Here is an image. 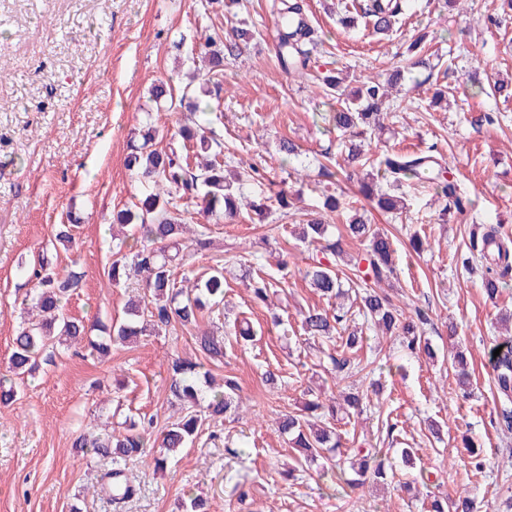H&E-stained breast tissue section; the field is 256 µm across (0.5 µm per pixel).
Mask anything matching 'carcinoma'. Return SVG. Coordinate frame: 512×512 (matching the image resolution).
<instances>
[{
  "label": "carcinoma",
  "instance_id": "carcinoma-1",
  "mask_svg": "<svg viewBox=\"0 0 512 512\" xmlns=\"http://www.w3.org/2000/svg\"><path fill=\"white\" fill-rule=\"evenodd\" d=\"M266 9L278 19L276 58L279 66L286 72L306 75L313 87L336 99L330 119L343 136L344 163L320 164L318 177L328 183L351 182L357 169L364 166L367 140L371 139L373 131L383 128L381 108L392 95L393 81L400 78L401 70H394L387 82L367 78L346 94L334 70L322 71L313 65V51L319 39L306 0H267ZM344 9L343 25L360 21L374 34H387L400 24L406 0H359L345 4ZM211 27L213 34L206 38L204 48L211 60L212 78L200 87L199 94L205 100L198 105V119L193 124L180 125L160 150L149 148L155 140L157 127L152 119H147L138 132L142 146L126 159L127 168L136 172L151 191L141 199L139 212L134 215L136 246L129 248L124 241L115 245L108 277L116 286L136 283L143 289L144 297L128 302L127 319L110 329L101 326L102 335L94 340L87 336L83 322L71 318L64 310L70 292L78 287L81 273L71 269L62 275L55 271L51 260L42 258L28 278L32 284L27 293L32 302L31 312L20 323L14 349L0 370L1 405L15 401L18 382L36 372L39 361H53L57 347H88L104 358L110 355L112 346L163 327L179 325L195 329L205 315L224 304V269L215 268L206 278L194 283L186 277L179 282L175 277L176 269L187 261L179 241L186 231L185 214L191 204L200 198L206 212L233 219L239 215L244 186L260 176L259 170L252 166L238 172L232 182L224 177V160L230 161L232 157L224 155V141L211 127L212 120L208 117L212 112L210 97L218 98L222 91L224 59L239 56L253 39V32L233 26L222 36V20L211 23ZM279 151L285 167L301 155V148L291 139L281 140ZM410 178L429 180L440 187L442 195L448 199V209L460 215L471 209V200L459 193L457 181L449 176L444 154L432 147L412 152L386 151L377 169L366 172L360 180L359 193L374 202L378 209L401 215L406 202L403 188ZM288 197L290 193L282 181L277 189L270 190V195L246 202L245 208L263 219L271 202L282 210L290 209ZM298 228L297 239L320 246L322 253L331 257L328 265L314 259L302 270L312 288L327 300L344 295L336 266L347 267L352 275L350 282L357 288L355 297L360 299L358 315L370 322L375 331L402 337V347L409 353L422 352L432 363L448 362V371L456 377L461 397L470 396V375L463 351L451 349L448 355L438 356L425 337V328L430 324L428 314L418 309L412 316L403 315L389 294L377 287L396 274L397 250L391 236L373 228L363 216L352 215L344 225L346 237L364 246V251L354 256L346 253L341 239L328 237V226L322 219H312ZM460 270L467 275L482 271L483 290L489 299H494L501 280L512 272V238L494 225L482 226L480 234L470 233L467 252L461 255ZM183 281L192 286L184 287ZM248 286L256 299L263 303L268 301L271 283L264 276L256 274L250 278ZM349 321V311L342 308L332 314L310 309L303 314L301 329L307 336L334 342L338 327L347 326ZM194 341L199 358L186 359L176 354L171 361L167 391L170 403L181 408L176 420L158 432L154 419L143 416L118 433L84 431L73 443L76 448H85L93 455L110 460L113 468L103 473L101 481L105 493L117 503L131 498L135 491L132 480L124 475L122 463L144 455L148 448L157 447L160 452L152 454L151 463L154 470L161 471L175 452L193 442L205 422L216 424L226 415L238 412L235 380L225 379L224 389H213L207 397L201 396L198 389L200 380L210 376L207 366L223 362L224 338L204 329L194 336ZM363 342L364 336L358 330L350 331L341 340L340 353L328 356V372L346 380L367 369L353 357L362 349ZM498 348L500 354L492 355ZM489 352L495 373L498 423L509 431L512 430V338L508 336L492 344ZM367 400L368 394L352 384L349 391L343 393L340 405L333 400L310 399L300 411L279 418V431L288 435L301 460L306 463L323 460L318 480L334 483L342 479L355 489L369 481L382 482L393 470L387 453L381 448H372L364 455L356 454L351 458V477L343 479L345 469L339 460L343 454L341 433L336 421L341 413L364 412ZM426 512H477V504L469 495L435 496L428 501Z\"/></svg>",
  "mask_w": 512,
  "mask_h": 512
}]
</instances>
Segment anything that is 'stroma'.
Wrapping results in <instances>:
<instances>
[{"label": "stroma", "instance_id": "1", "mask_svg": "<svg viewBox=\"0 0 512 512\" xmlns=\"http://www.w3.org/2000/svg\"><path fill=\"white\" fill-rule=\"evenodd\" d=\"M307 2L321 36L314 55L334 64L348 86L375 74L388 77L405 65L410 43L421 35L426 54L449 65L446 73L406 74L403 90L389 102L388 127L372 138L368 154L437 146L471 210L442 223L445 203L427 182L409 190L406 212L394 217L363 198L357 184L327 190L314 180L301 187L290 213L275 210L262 222L190 210L189 230L207 227L212 240L191 262L194 277L226 266L225 315L260 328L253 341L226 340L223 363L211 368L216 379L230 377L240 386L238 416L204 425L164 471H153L144 457L128 460L137 492L115 508L99 484L109 460L86 455L73 442L86 426L118 428L144 415L165 427L175 412L166 390L169 364L176 355L194 356V331L162 329L113 348L106 360L61 350L16 401L0 408V512H181L180 502L196 495L207 499L209 512H424L420 499L386 486L368 483L345 493L317 484L306 470L294 480L281 475L294 459L287 435L277 429L281 414L301 408L309 395L337 390L325 370L333 345L299 329L302 311L326 302L295 266L282 264L286 253L302 259L316 249L290 231L318 213L338 236L355 209L395 240L394 286L405 302L428 312L432 345L447 351L453 335L465 348L472 395L461 399L441 364L406 355L398 337L369 330L358 359L394 370L363 380L366 390L379 385L378 400L351 417L344 432L388 449L397 461L395 482L426 476L428 492H470L481 512H497L512 495V431L496 422L487 357L492 339L502 334L501 317L512 315V276L490 300L479 277L456 269L472 225L499 224L512 233V100L483 91L494 77L512 76V16L503 17L500 0H466L461 7L412 0L400 28L384 37L360 25L343 27L338 0ZM240 15L255 36L240 56L224 60L217 129L236 150L235 167L255 166L278 179L281 137L294 140L313 163L337 146L340 135L326 121L336 101L279 67L276 20L264 0H243ZM209 26L202 0H0V368L24 317L27 270L41 254H52L59 270L82 274L66 305L69 315L88 326L124 319L132 292L107 278L112 216L144 193L124 161L140 142L145 112H154L164 134L185 121L186 108L156 107L149 90L170 79L179 88L189 83ZM481 112L494 113L496 122L477 124ZM328 191L340 201L333 212L323 207ZM72 217L78 220L73 250L54 240L56 225ZM415 232L427 239L420 255L409 247ZM245 258L278 282L273 305L254 300L242 278ZM273 312L288 323L289 336L267 328ZM269 370L282 382L273 392L264 383ZM117 378L128 385L120 394L113 391ZM432 420L441 424L440 436L429 432ZM465 436L486 462L484 480L473 481L469 459L456 453ZM404 448L414 449L416 469L399 464ZM240 484L249 491L243 500Z\"/></svg>", "mask_w": 512, "mask_h": 512}]
</instances>
